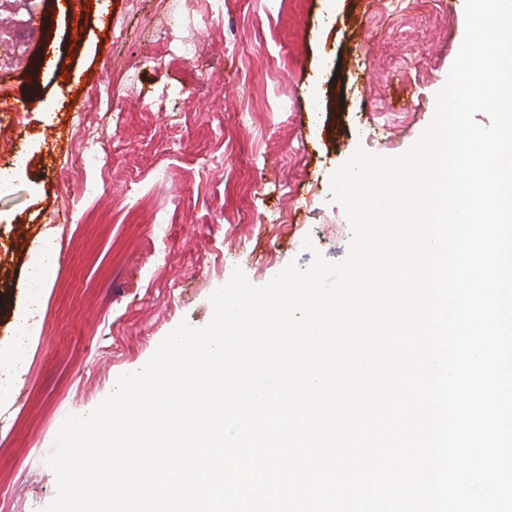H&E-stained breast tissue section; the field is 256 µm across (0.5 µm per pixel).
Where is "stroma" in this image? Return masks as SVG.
<instances>
[{
    "label": "stroma",
    "instance_id": "35a3bbf8",
    "mask_svg": "<svg viewBox=\"0 0 512 512\" xmlns=\"http://www.w3.org/2000/svg\"><path fill=\"white\" fill-rule=\"evenodd\" d=\"M48 28L0 85V345L22 338L30 259L50 253L41 332L0 368V512H43L67 416L93 411L180 322L206 325L234 268L266 284L348 251L332 174L394 156L431 122L465 31L461 0H28ZM193 18L170 55L171 18ZM124 31V41L114 32ZM83 116L74 125V113ZM100 158L82 155L86 138ZM310 238L312 250L296 248Z\"/></svg>",
    "mask_w": 512,
    "mask_h": 512
}]
</instances>
